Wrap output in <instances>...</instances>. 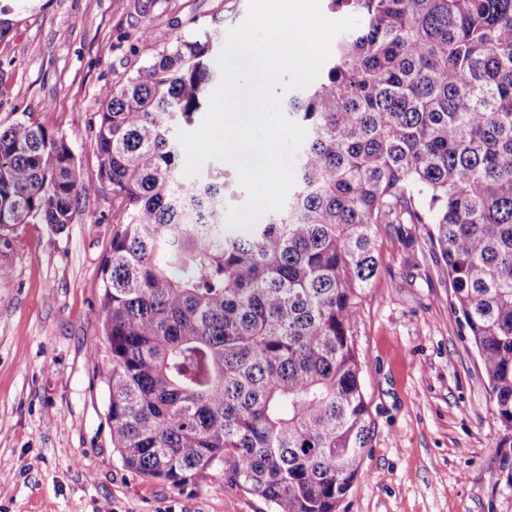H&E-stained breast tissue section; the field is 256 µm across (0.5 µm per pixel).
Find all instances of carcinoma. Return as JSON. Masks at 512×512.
Here are the masks:
<instances>
[{"label":"carcinoma","instance_id":"cac0c4a2","mask_svg":"<svg viewBox=\"0 0 512 512\" xmlns=\"http://www.w3.org/2000/svg\"><path fill=\"white\" fill-rule=\"evenodd\" d=\"M329 2L360 24L288 100L307 129L296 188L250 232L226 226L234 174L180 169L218 29L142 30L159 50L102 89L91 181L64 137L0 129L1 234L61 231L77 196L112 193L100 312L124 464L179 484L225 463L273 512H336L362 470L354 328L383 226L407 248L427 227L512 443V0Z\"/></svg>","mask_w":512,"mask_h":512}]
</instances>
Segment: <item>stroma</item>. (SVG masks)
<instances>
[{
	"instance_id": "35a3bbf8",
	"label": "stroma",
	"mask_w": 512,
	"mask_h": 512,
	"mask_svg": "<svg viewBox=\"0 0 512 512\" xmlns=\"http://www.w3.org/2000/svg\"><path fill=\"white\" fill-rule=\"evenodd\" d=\"M0 128L32 118L95 179L100 93L149 62L145 26L194 37L241 24L248 0H0ZM112 195L76 197L59 232L0 235V512H272L228 472L176 486L112 446L98 316ZM380 271L354 330L371 430L338 512H512V447L461 334L431 245L378 238Z\"/></svg>"
}]
</instances>
